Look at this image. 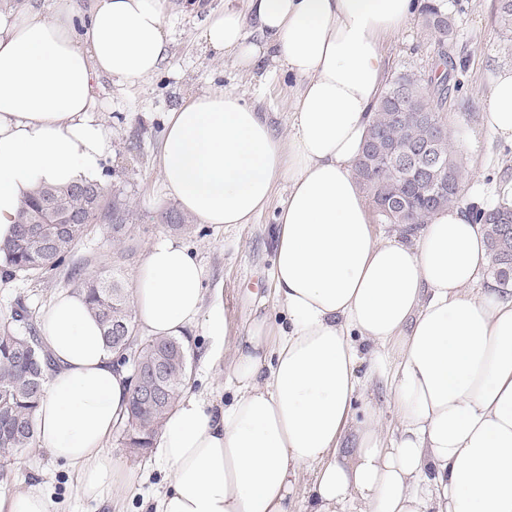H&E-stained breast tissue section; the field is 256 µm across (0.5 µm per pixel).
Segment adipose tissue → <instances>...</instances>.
<instances>
[{
  "instance_id": "adipose-tissue-1",
  "label": "adipose tissue",
  "mask_w": 512,
  "mask_h": 512,
  "mask_svg": "<svg viewBox=\"0 0 512 512\" xmlns=\"http://www.w3.org/2000/svg\"><path fill=\"white\" fill-rule=\"evenodd\" d=\"M421 0H247L212 14L203 38L251 67L270 61L298 81L287 134L233 91L169 112L161 180L200 224L250 223L288 184L273 244V293L284 317L257 318L234 341L229 404L191 396L155 439L167 471L142 512H291L311 473L308 512H512V289L469 291L487 260L466 206L433 212L379 241L354 176L386 80L385 40ZM168 0H73L51 12L0 6V240L38 186L100 180L112 134L96 117V85L134 84L159 69ZM483 122L512 143V65L494 75ZM203 269L181 242L148 249L131 291L153 337H180L206 318ZM55 366L33 421L39 448L74 475L78 495L106 503L136 481L105 443L127 409L116 366L84 297L60 292L41 317ZM389 370L398 424L369 414L361 347ZM355 425L351 457L338 439Z\"/></svg>"
}]
</instances>
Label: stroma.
<instances>
[{
  "mask_svg": "<svg viewBox=\"0 0 512 512\" xmlns=\"http://www.w3.org/2000/svg\"><path fill=\"white\" fill-rule=\"evenodd\" d=\"M228 2L240 10L245 7V0H170L165 19L169 47L156 74L136 84L99 80L98 118L112 131V151L103 164L102 180L106 195H120L129 216L122 241H112L96 228L75 250L76 261L85 263L87 271H119L129 289L147 248L158 238L171 237L190 248L204 271V309L223 313L227 334L213 336L200 323L184 336L190 363L183 394L218 405L231 385L227 372L231 355L225 352L213 359L210 351L223 345L225 338L246 335L256 317L276 312L271 293L273 237L288 185L275 186L269 206L252 223L228 227L196 223L187 231L173 230L162 219L177 208L165 197L158 170L164 125L168 113L186 96L225 88L239 93L283 133L291 122L296 91L292 79L267 65L244 69L234 58L215 56L208 48L201 37L207 19ZM448 12L456 37L447 52L464 87L449 97L443 113L453 149L463 161L465 202L494 207L502 189L512 186V144L486 132L482 104L493 74L512 64V41L502 34L498 0H448ZM384 50L391 76L411 70L427 77L439 63L438 47L417 19ZM73 285L66 268L43 278L0 279V316L19 301L30 311L42 312L58 292ZM122 433V428H115L107 441L113 459L118 465L140 469L142 475L131 486L115 488L110 505L100 507L80 498L74 477L37 448L26 451L6 475H0V492L39 483L49 497L50 512H140L144 499L162 492L166 474L155 454L130 456L122 445Z\"/></svg>",
  "mask_w": 512,
  "mask_h": 512,
  "instance_id": "35a3bbf8",
  "label": "stroma"
}]
</instances>
